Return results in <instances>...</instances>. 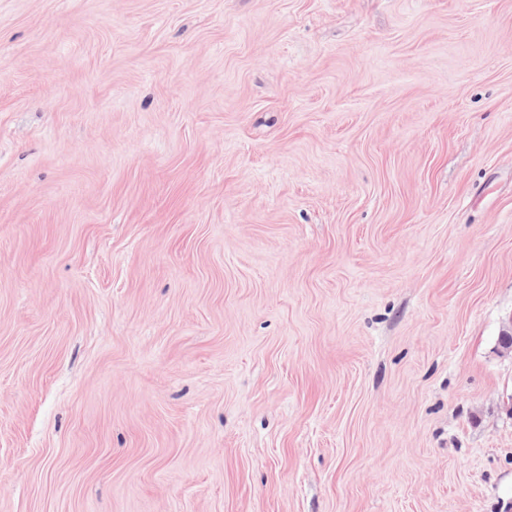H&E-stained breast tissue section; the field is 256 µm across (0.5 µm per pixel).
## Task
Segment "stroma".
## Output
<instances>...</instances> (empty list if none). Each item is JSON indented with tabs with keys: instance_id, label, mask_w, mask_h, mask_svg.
<instances>
[{
	"instance_id": "35a3bbf8",
	"label": "stroma",
	"mask_w": 512,
	"mask_h": 512,
	"mask_svg": "<svg viewBox=\"0 0 512 512\" xmlns=\"http://www.w3.org/2000/svg\"><path fill=\"white\" fill-rule=\"evenodd\" d=\"M512 0H0V512H512Z\"/></svg>"
}]
</instances>
